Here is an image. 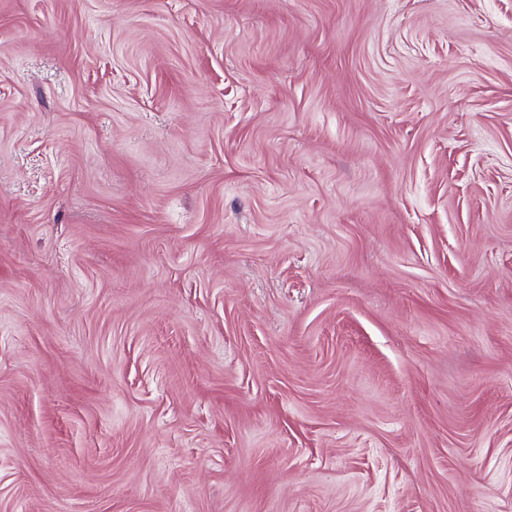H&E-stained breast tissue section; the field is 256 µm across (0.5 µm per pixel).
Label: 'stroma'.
<instances>
[{
  "instance_id": "stroma-1",
  "label": "stroma",
  "mask_w": 512,
  "mask_h": 512,
  "mask_svg": "<svg viewBox=\"0 0 512 512\" xmlns=\"http://www.w3.org/2000/svg\"><path fill=\"white\" fill-rule=\"evenodd\" d=\"M0 512H512V0H0Z\"/></svg>"
}]
</instances>
